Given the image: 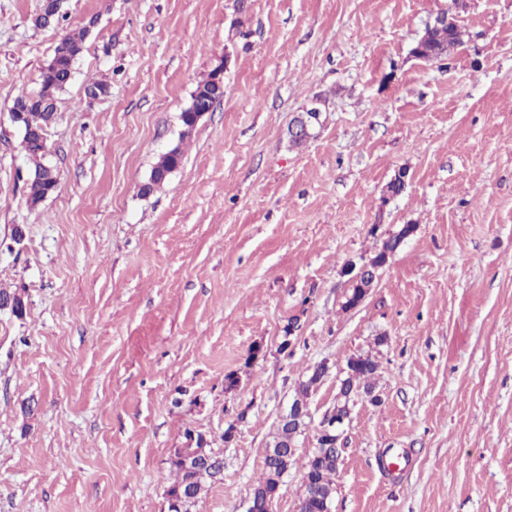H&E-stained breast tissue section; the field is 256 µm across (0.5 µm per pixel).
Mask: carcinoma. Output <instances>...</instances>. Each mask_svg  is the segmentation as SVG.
Here are the masks:
<instances>
[{"mask_svg":"<svg viewBox=\"0 0 512 512\" xmlns=\"http://www.w3.org/2000/svg\"><path fill=\"white\" fill-rule=\"evenodd\" d=\"M88 33L84 28L77 34L64 35L54 48V54L49 63L43 67L40 75V86L37 92L31 95L18 97L14 106L25 109V125L27 135L23 138V147L30 163V171L33 174V181L27 185L28 198L37 200L42 198L52 186V182L42 178L41 171L45 170V152L42 135L45 133L48 122L47 109L41 106L45 99L57 101L58 93L63 91L70 83L74 65L83 51V43ZM464 44L463 31L458 21H453L446 27L434 29L422 35L414 44L413 49L436 60L442 61L450 58L454 52ZM198 87L203 92H193L188 105L182 110L181 115L187 116L197 110L201 101L205 98L210 100L220 99L224 96V90L208 81H201ZM182 163V151L175 147L162 153L152 169V172L167 171L174 172ZM410 226L406 225L401 232L391 236L385 241L382 250L375 257L373 263L383 265L387 258L393 255L406 238V231ZM378 368L377 362L369 355L351 358L347 362L345 376L340 380L343 393L352 390L358 393L371 395L373 385L371 380ZM307 423H301L298 428L289 429L285 426H278L277 434L274 437L272 447L288 451V440L295 435H301ZM210 459L201 461L195 469L185 467L184 460L194 459L197 456V448H184L175 452L171 460V467L175 470V480L167 490V494L175 495L182 493L188 488H193L194 499H199L206 484H213L220 480L223 471L224 461L220 453L213 449H207ZM295 456L287 458L285 464L277 460L265 458L263 474L260 480L252 489L255 494L253 512H267L265 494L280 484L282 476L295 464ZM302 492L299 497L302 504L301 512H322L319 498L334 493V477L336 476V456L325 453L317 455L312 452L303 465Z\"/></svg>","mask_w":512,"mask_h":512,"instance_id":"obj_1","label":"carcinoma"}]
</instances>
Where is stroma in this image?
Here are the masks:
<instances>
[{
    "label": "stroma",
    "instance_id": "stroma-1",
    "mask_svg": "<svg viewBox=\"0 0 512 512\" xmlns=\"http://www.w3.org/2000/svg\"><path fill=\"white\" fill-rule=\"evenodd\" d=\"M40 3L0 0V289L25 301L0 310V512H167L173 451L201 438L224 473L191 512H246L323 362L273 507L296 512L360 354L374 395L344 426L332 512H512V0H467L463 48L433 65L410 49L452 0H64L38 29ZM80 30L47 136L59 185L32 209L10 110ZM219 65L223 99L181 138ZM95 81L107 97L87 96ZM178 143L179 169L141 195ZM406 224L345 308L344 267ZM391 448L410 464L388 476ZM377 368V362L369 355L349 359L344 371L345 376L340 381L343 393L347 394L354 390L359 394L362 392L365 395H371L373 392L371 380Z\"/></svg>",
    "mask_w": 512,
    "mask_h": 512
}]
</instances>
